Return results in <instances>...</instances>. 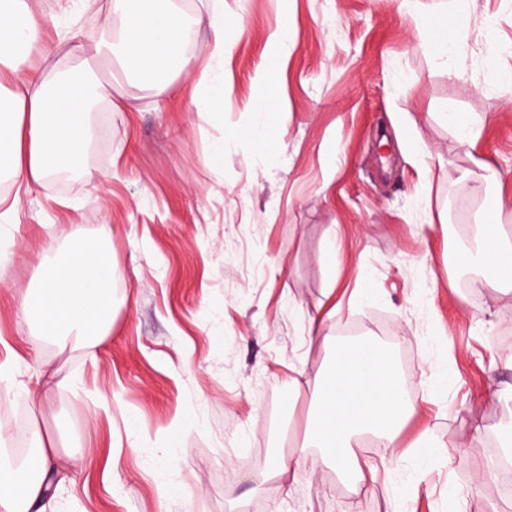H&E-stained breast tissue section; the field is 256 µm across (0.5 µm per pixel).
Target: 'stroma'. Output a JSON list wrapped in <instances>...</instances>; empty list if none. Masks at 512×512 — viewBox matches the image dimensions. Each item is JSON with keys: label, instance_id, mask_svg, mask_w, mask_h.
Masks as SVG:
<instances>
[{"label": "stroma", "instance_id": "1", "mask_svg": "<svg viewBox=\"0 0 512 512\" xmlns=\"http://www.w3.org/2000/svg\"><path fill=\"white\" fill-rule=\"evenodd\" d=\"M29 2L65 18L70 41L121 24L112 0L68 15L66 0ZM182 7L197 20L187 70L161 90L101 72L118 89L94 114L89 177L44 182L18 205V248L0 268V362L16 381L0 434L48 436L68 456L45 512H448L449 488L512 459L498 433L512 401L492 395L512 391V289L457 265L494 198L512 226V87L485 65L492 43H512V0H475L444 65L417 37L426 15L401 0H224L239 24L225 36L218 121L195 110L207 11ZM263 90L282 110L262 153L249 132ZM447 103L482 122L477 146L449 126ZM103 229L117 267L108 336H37L23 294L72 231ZM313 314L329 336L353 326L393 344L417 410L396 447L362 450L391 461L390 486L352 493L329 469L289 487L266 476L329 361L308 340ZM420 441L438 446L432 461L416 460ZM162 485L179 496L161 498Z\"/></svg>", "mask_w": 512, "mask_h": 512}]
</instances>
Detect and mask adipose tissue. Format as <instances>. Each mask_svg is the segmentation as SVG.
Here are the masks:
<instances>
[{"instance_id": "obj_1", "label": "adipose tissue", "mask_w": 512, "mask_h": 512, "mask_svg": "<svg viewBox=\"0 0 512 512\" xmlns=\"http://www.w3.org/2000/svg\"><path fill=\"white\" fill-rule=\"evenodd\" d=\"M469 0H452L449 19L421 32L424 43L448 58L460 46L456 17ZM123 19L120 31L102 26L93 45L70 43L52 70L30 64L39 43L43 18L27 0H0V76L10 88L0 90V176L10 178V192L0 194V221H10L34 185L61 173L86 174L91 136L90 110L101 96L97 67H119L151 83H162L186 69L190 17L178 0H112ZM459 263L480 265L485 284L512 285V238L482 230L476 252H463ZM116 267L95 241L78 239L40 287L21 303L26 318L36 320L40 335L78 337L93 346L112 325V285ZM313 339L332 345L333 355L314 387L312 410L299 447L277 455L271 477L297 482L324 467L333 468L352 487L376 480L378 469L358 453L366 441L392 448L402 423L416 411L406 397L392 359L369 339L341 345L323 333L324 320L308 319ZM62 466L54 447L38 445L16 466L0 465V512H44L46 480Z\"/></svg>"}]
</instances>
